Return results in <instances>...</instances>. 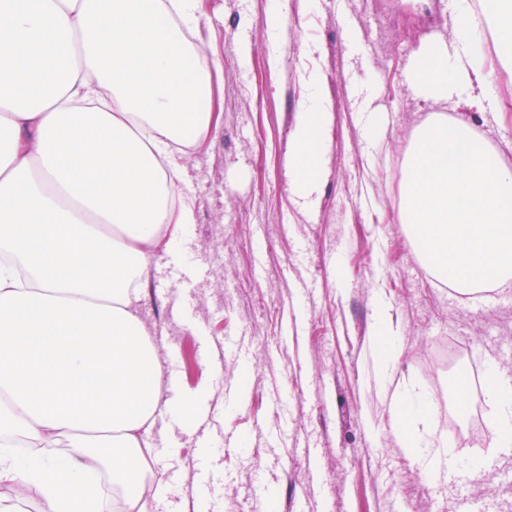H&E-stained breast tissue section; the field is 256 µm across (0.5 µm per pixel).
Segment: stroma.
Returning a JSON list of instances; mask_svg holds the SVG:
<instances>
[{"label": "stroma", "mask_w": 512, "mask_h": 512, "mask_svg": "<svg viewBox=\"0 0 512 512\" xmlns=\"http://www.w3.org/2000/svg\"><path fill=\"white\" fill-rule=\"evenodd\" d=\"M273 2L209 0L207 22L186 35L220 63L223 117L184 150L195 222L160 253L137 314L155 338L160 388L202 395L209 420L153 429L150 465L171 485L158 512H252L262 495L269 512H455L462 500L512 512V453L472 432L473 410L482 425L493 417L485 389L466 412L452 400L460 378L512 373V284L445 287L399 218L406 155L430 113L466 118L512 165V107L472 112L408 85L419 47L455 34L449 0H288L275 36ZM309 68L330 113L310 214L289 193ZM367 71L378 78L370 95L356 82ZM383 313L399 338L392 379L427 400L426 417L376 387ZM403 428L451 451L456 469L430 482ZM200 483L206 495L188 503L184 489Z\"/></svg>", "instance_id": "obj_1"}]
</instances>
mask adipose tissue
<instances>
[{
    "instance_id": "ef3b65f1",
    "label": "adipose tissue",
    "mask_w": 512,
    "mask_h": 512,
    "mask_svg": "<svg viewBox=\"0 0 512 512\" xmlns=\"http://www.w3.org/2000/svg\"><path fill=\"white\" fill-rule=\"evenodd\" d=\"M205 0H0V481L36 487L41 512H151L145 437L161 412L160 364L135 313L157 253L194 221L181 145L218 127L219 69L188 46ZM451 42L424 44L407 80L425 99L499 112L479 26L512 47V0H488ZM327 133L303 104L289 192L313 205ZM489 445L512 447V392L487 388Z\"/></svg>"
}]
</instances>
